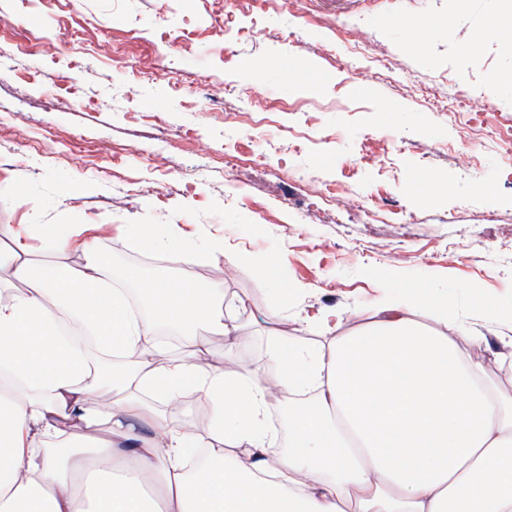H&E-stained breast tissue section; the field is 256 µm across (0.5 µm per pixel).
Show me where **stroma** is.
Wrapping results in <instances>:
<instances>
[{
	"label": "stroma",
	"instance_id": "stroma-1",
	"mask_svg": "<svg viewBox=\"0 0 512 512\" xmlns=\"http://www.w3.org/2000/svg\"><path fill=\"white\" fill-rule=\"evenodd\" d=\"M510 10L512 0H0V240L22 224H108L101 248L145 273L175 258L123 225L219 241L223 256L190 271L247 305L246 345L211 342L230 369L261 364L297 311H346L343 335L371 301L427 275L461 309L496 302L500 316L477 323L496 336L512 323V167L500 152L512 96L500 95L499 113L483 97L512 64V41H470ZM408 26L430 31L424 46L408 45ZM328 48L349 66L334 68ZM200 73L212 79L206 97L178 94ZM458 80L470 95L448 101ZM268 128L278 137L263 138ZM477 133L479 183L460 165ZM370 137L380 160L356 164ZM228 152L263 156L283 183L230 170ZM303 170L318 192L299 191ZM374 203L385 223H363ZM238 251L253 265L231 268ZM265 269L288 285V311L260 290Z\"/></svg>",
	"mask_w": 512,
	"mask_h": 512
}]
</instances>
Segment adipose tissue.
Wrapping results in <instances>:
<instances>
[{
    "label": "adipose tissue",
    "mask_w": 512,
    "mask_h": 512,
    "mask_svg": "<svg viewBox=\"0 0 512 512\" xmlns=\"http://www.w3.org/2000/svg\"><path fill=\"white\" fill-rule=\"evenodd\" d=\"M32 231L52 260L30 258ZM125 232L191 263L219 251L157 224ZM74 249L77 265L65 261ZM2 268L22 289L0 291V512H512V396L476 357L488 338L470 325L494 315L483 301L464 318L443 285L387 295L343 336L341 313L308 314L303 338L228 371L206 339L244 343L245 303L185 270L129 272L151 303L145 319L77 225L17 231ZM161 324L196 358L150 364L166 351ZM81 329L111 360L88 356ZM189 391L210 401L204 430L153 406L178 409ZM275 402L288 409L282 445Z\"/></svg>",
    "instance_id": "adipose-tissue-1"
}]
</instances>
